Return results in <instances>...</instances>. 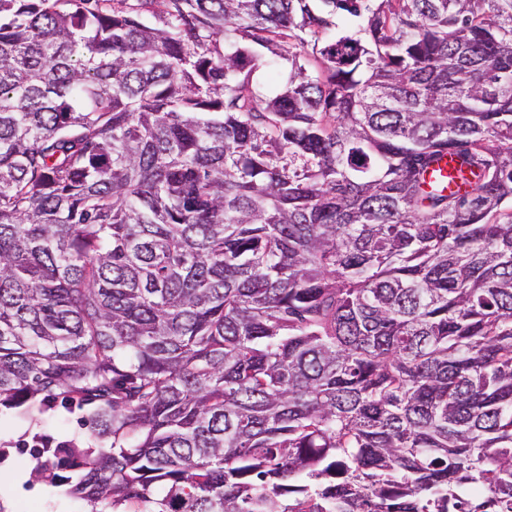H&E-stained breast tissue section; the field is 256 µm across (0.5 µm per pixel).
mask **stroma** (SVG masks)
<instances>
[{
	"label": "stroma",
	"mask_w": 512,
	"mask_h": 512,
	"mask_svg": "<svg viewBox=\"0 0 512 512\" xmlns=\"http://www.w3.org/2000/svg\"><path fill=\"white\" fill-rule=\"evenodd\" d=\"M57 442L99 446L100 441L84 411L60 408L41 413L38 401L20 407L0 405V512H91L90 504L69 494L67 486L43 480L30 454L33 435Z\"/></svg>",
	"instance_id": "obj_1"
}]
</instances>
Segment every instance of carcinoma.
Instances as JSON below:
<instances>
[{
	"label": "carcinoma",
	"mask_w": 512,
	"mask_h": 512,
	"mask_svg": "<svg viewBox=\"0 0 512 512\" xmlns=\"http://www.w3.org/2000/svg\"><path fill=\"white\" fill-rule=\"evenodd\" d=\"M37 397L112 512H512V0H0Z\"/></svg>",
	"instance_id": "obj_1"
}]
</instances>
